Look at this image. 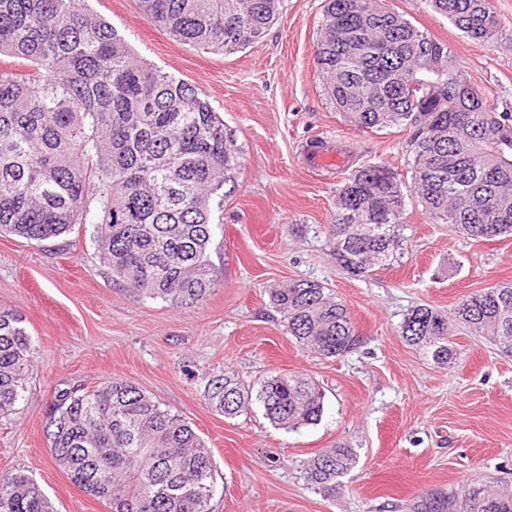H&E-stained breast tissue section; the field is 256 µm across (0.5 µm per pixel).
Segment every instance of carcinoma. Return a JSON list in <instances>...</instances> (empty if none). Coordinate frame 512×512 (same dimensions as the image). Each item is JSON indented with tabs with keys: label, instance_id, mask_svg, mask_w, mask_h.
<instances>
[{
	"label": "carcinoma",
	"instance_id": "cac0c4a2",
	"mask_svg": "<svg viewBox=\"0 0 512 512\" xmlns=\"http://www.w3.org/2000/svg\"><path fill=\"white\" fill-rule=\"evenodd\" d=\"M177 40L225 52L261 39L283 0H138ZM473 41L502 34L489 0H424ZM0 235L43 242L93 226L112 279L176 307L202 304L216 284L210 259L214 201L235 184L242 151L224 117L190 84L158 70L88 0H0ZM313 61L324 95L359 131H409V192L431 222L475 241L512 236V113L497 112L448 45L384 0H324ZM405 196L397 170L364 164L336 188L331 255L365 276L402 250ZM296 343L325 358L363 342L342 300L296 280L269 292ZM462 324L512 353V285L484 288L451 313L408 310L405 342L439 365L455 363ZM36 348L18 312L0 308V414L24 391ZM206 400L227 416L256 401L277 426L319 422L325 393L290 373L257 385L232 371L210 378ZM56 465L111 512H211V453L182 416L135 383L112 378L55 392L45 423ZM339 444L304 463L308 484L341 496L357 463ZM407 512H512V491L488 483L433 489ZM0 512H53L40 486L0 473Z\"/></svg>",
	"mask_w": 512,
	"mask_h": 512
}]
</instances>
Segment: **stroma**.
<instances>
[{"instance_id":"stroma-1","label":"stroma","mask_w":512,"mask_h":512,"mask_svg":"<svg viewBox=\"0 0 512 512\" xmlns=\"http://www.w3.org/2000/svg\"><path fill=\"white\" fill-rule=\"evenodd\" d=\"M385 4L446 43L495 111L512 112V0H492L505 34L481 43L423 0ZM90 6L158 69L208 98L233 130L243 168L224 189L210 251L218 281L199 306L146 299L113 281L91 232L40 244L0 237V307L22 315L37 349L21 399L0 416V472L27 474L56 512H110L55 465L45 422L56 390L119 377L204 439L213 512H402L430 489L512 486V355L461 328L455 364L441 366L400 333L412 306L448 311L466 295L512 284V237L463 238L430 223L410 197L396 261L362 277L337 267L328 225L342 177L314 171L308 144L349 146L352 166L388 161L402 182L410 177L404 131L354 129L323 93L312 61L322 0H284L265 36L234 53L175 40L143 17L138 0ZM298 279L334 290L365 338L360 348L324 358L297 346L269 291ZM227 369L249 384L285 372L314 380L326 393L321 421L288 431L258 405L224 417L204 388ZM342 442L358 461L342 479L345 494L331 499L308 485L303 464Z\"/></svg>"}]
</instances>
